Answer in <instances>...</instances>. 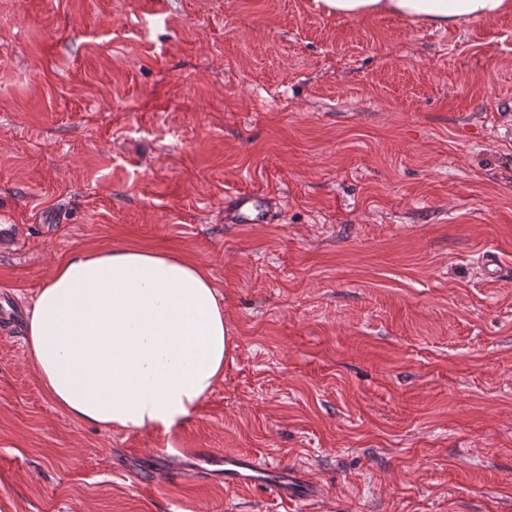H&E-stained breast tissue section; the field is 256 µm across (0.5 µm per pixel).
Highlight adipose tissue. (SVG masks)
Wrapping results in <instances>:
<instances>
[{"label":"adipose tissue","instance_id":"ef3b65f1","mask_svg":"<svg viewBox=\"0 0 512 512\" xmlns=\"http://www.w3.org/2000/svg\"><path fill=\"white\" fill-rule=\"evenodd\" d=\"M327 13L443 27L512 13V0H318ZM26 355L51 400L103 428L170 431L224 376V303L199 265L167 253L76 251L38 290Z\"/></svg>","mask_w":512,"mask_h":512}]
</instances>
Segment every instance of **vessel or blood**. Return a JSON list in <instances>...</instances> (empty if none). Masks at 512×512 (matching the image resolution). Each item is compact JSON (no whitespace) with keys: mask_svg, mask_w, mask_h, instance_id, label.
I'll return each mask as SVG.
<instances>
[{"mask_svg":"<svg viewBox=\"0 0 512 512\" xmlns=\"http://www.w3.org/2000/svg\"><path fill=\"white\" fill-rule=\"evenodd\" d=\"M237 220L242 224H265L269 214L264 198L259 194L240 193L233 198ZM264 485L273 488L283 502L314 500L317 491L312 482L301 476L298 468L279 464L272 466L249 452L228 453L224 456V486L247 493Z\"/></svg>","mask_w":512,"mask_h":512,"instance_id":"1","label":"vessel or blood"}]
</instances>
